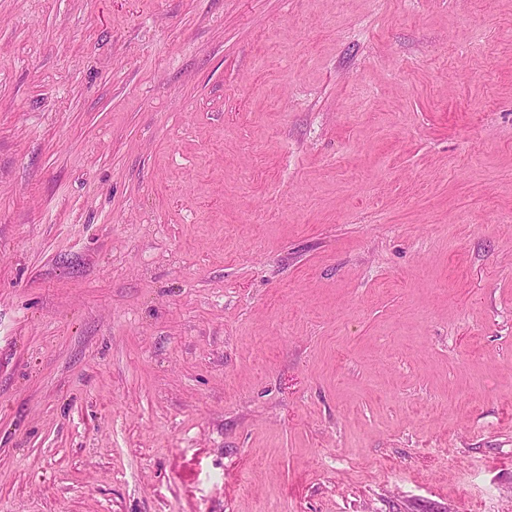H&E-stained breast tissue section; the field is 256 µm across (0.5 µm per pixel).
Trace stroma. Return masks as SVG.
<instances>
[{
    "label": "stroma",
    "mask_w": 512,
    "mask_h": 512,
    "mask_svg": "<svg viewBox=\"0 0 512 512\" xmlns=\"http://www.w3.org/2000/svg\"><path fill=\"white\" fill-rule=\"evenodd\" d=\"M0 512H512V0H0Z\"/></svg>",
    "instance_id": "35a3bbf8"
}]
</instances>
